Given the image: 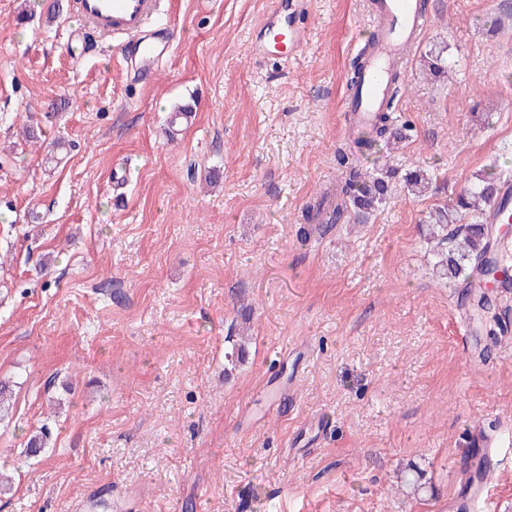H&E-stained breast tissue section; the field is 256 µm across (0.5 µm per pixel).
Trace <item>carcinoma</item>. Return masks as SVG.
Masks as SVG:
<instances>
[{
  "label": "carcinoma",
  "instance_id": "carcinoma-1",
  "mask_svg": "<svg viewBox=\"0 0 512 512\" xmlns=\"http://www.w3.org/2000/svg\"><path fill=\"white\" fill-rule=\"evenodd\" d=\"M424 66L432 74L445 72L443 51L429 50ZM405 87V78L399 72L394 73L386 111L373 117L371 133L352 140L351 145L336 152V165L340 171L339 193L333 200L325 193L306 206L303 226L298 229L301 239L310 237L309 224L322 232L349 218L365 224L386 203L393 172L386 167L364 171L360 169L358 160L383 143L395 144L407 138L408 125L398 123L392 112ZM507 179L505 172L477 177L457 194L452 204L429 211L421 224L423 239L432 251L433 272L438 278L463 289L469 320L477 331L489 336L502 335L504 331L493 301L481 288L483 280L499 270L487 259L490 235L485 216ZM405 182L411 192L420 194L427 190L429 178L421 171H413L405 175ZM227 342L229 347L224 352V360L235 367L245 360V347L232 338Z\"/></svg>",
  "mask_w": 512,
  "mask_h": 512
}]
</instances>
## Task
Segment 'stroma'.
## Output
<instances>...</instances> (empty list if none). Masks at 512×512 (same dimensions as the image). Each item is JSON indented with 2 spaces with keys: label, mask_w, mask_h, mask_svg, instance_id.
<instances>
[{
  "label": "stroma",
  "mask_w": 512,
  "mask_h": 512,
  "mask_svg": "<svg viewBox=\"0 0 512 512\" xmlns=\"http://www.w3.org/2000/svg\"><path fill=\"white\" fill-rule=\"evenodd\" d=\"M273 2L162 0L173 47L140 84L118 40L69 44V0H0V512H443L483 433L512 512V339L472 333L418 228L512 174L503 0H427L418 49L449 73L412 60V137L362 162L427 194L395 181L304 243L369 0H310L300 55L256 61ZM228 336L249 339L230 371Z\"/></svg>",
  "instance_id": "1"
}]
</instances>
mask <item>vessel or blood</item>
Listing matches in <instances>:
<instances>
[{
  "label": "vessel or blood",
  "mask_w": 512,
  "mask_h": 512,
  "mask_svg": "<svg viewBox=\"0 0 512 512\" xmlns=\"http://www.w3.org/2000/svg\"><path fill=\"white\" fill-rule=\"evenodd\" d=\"M74 7L88 32L121 40L129 46L138 74L153 76L157 64L170 50L167 31L156 20L160 0H74ZM370 19L377 39L365 57L356 98L348 106L362 124L382 110L392 73L405 69L420 31L429 22L420 0H373ZM304 41L302 29L285 27L270 16L253 40L250 54L255 58L269 56V45L273 42H284L289 49L298 50ZM487 221L512 223V182L503 187Z\"/></svg>",
  "instance_id": "b4317fda"
}]
</instances>
